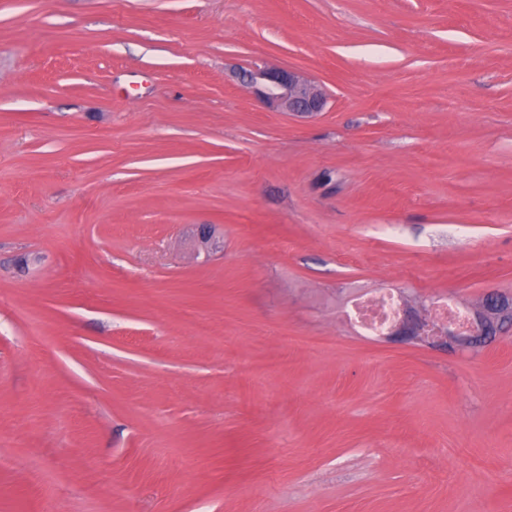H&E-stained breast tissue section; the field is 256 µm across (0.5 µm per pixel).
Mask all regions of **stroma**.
I'll return each mask as SVG.
<instances>
[{"label":"stroma","mask_w":512,"mask_h":512,"mask_svg":"<svg viewBox=\"0 0 512 512\" xmlns=\"http://www.w3.org/2000/svg\"><path fill=\"white\" fill-rule=\"evenodd\" d=\"M383 287L512 293V0H0V512H512V329ZM247 85L259 86L258 94L284 112L317 115L327 104L324 90L300 78L292 69L273 67L243 72ZM404 309L405 302L398 291L379 288L354 301L344 317L362 336H384L400 320ZM509 326H512V295L489 291L485 293L480 307L474 312V326L467 335L448 330L442 336L426 342L427 338L419 336L420 324L410 316L393 330L390 336H397L406 341L426 342L432 347L448 348L455 345L461 350H466L491 342ZM428 328L426 336H433L437 330L448 328L451 324L459 329L467 328L470 319V310L448 297L435 301L427 313Z\"/></svg>","instance_id":"1"}]
</instances>
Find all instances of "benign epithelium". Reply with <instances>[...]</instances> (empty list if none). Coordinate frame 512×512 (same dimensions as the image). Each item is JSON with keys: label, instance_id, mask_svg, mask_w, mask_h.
I'll list each match as a JSON object with an SVG mask.
<instances>
[{"label": "benign epithelium", "instance_id": "benign-epithelium-1", "mask_svg": "<svg viewBox=\"0 0 512 512\" xmlns=\"http://www.w3.org/2000/svg\"><path fill=\"white\" fill-rule=\"evenodd\" d=\"M243 81L257 87L258 94L269 104L285 112L317 115L327 104L324 90L300 78L293 70L273 67L243 72ZM512 326V295L489 291L483 296L480 307L474 312V326L467 334L448 331L429 341L433 347L456 346L461 350L486 344L507 327ZM421 326L414 317H408L391 332L406 341L424 342L420 336Z\"/></svg>", "mask_w": 512, "mask_h": 512}]
</instances>
